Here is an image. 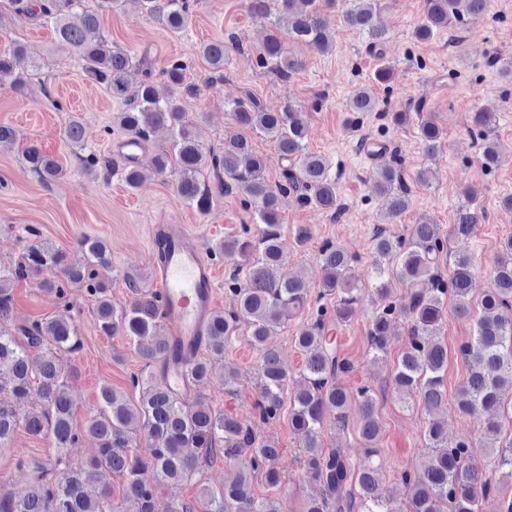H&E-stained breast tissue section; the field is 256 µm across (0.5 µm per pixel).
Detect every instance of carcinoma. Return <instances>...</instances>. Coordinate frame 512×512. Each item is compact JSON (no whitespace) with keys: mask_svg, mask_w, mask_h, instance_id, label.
<instances>
[{"mask_svg":"<svg viewBox=\"0 0 512 512\" xmlns=\"http://www.w3.org/2000/svg\"><path fill=\"white\" fill-rule=\"evenodd\" d=\"M425 11L415 37L427 40L451 24L482 17L487 0H424ZM13 11L28 18L53 24L59 43L83 62L88 78L122 102L112 123L125 139L147 145L156 129L171 134L173 152L161 150L148 159L151 169L175 177L178 196L205 212L212 189L203 177L214 174L218 191L236 193L252 208L256 231L224 238L215 252L235 266L230 292L233 309L214 313L204 347L208 356L186 360L190 367L192 392L168 387L166 368L168 340L159 316L158 295L126 282L131 299L125 306L112 303L110 286L97 279L95 267L109 263L106 245L97 239L81 241L78 258L46 240L30 245L20 259L0 266V450L22 428L36 436H49L56 448L53 463L21 460L30 482L25 490L0 495V512H195L188 503H163L154 487L140 478L150 465L169 483H179L200 473L215 457L224 458L231 473L224 487L214 491L204 486L201 493L207 512H286L283 503L268 497L255 498L252 486L262 478L270 485L280 482L276 461L281 448L271 440L257 437L254 425L232 411L218 412L207 405L201 388L213 376L215 361L224 358V346L244 336L259 352L257 375L259 394L253 404V418L261 423L280 417L284 394H289L290 427L300 436L305 477L319 486L307 512H481L483 500L499 495L503 479H512V237L503 243L495 267L494 284L483 289L480 316L474 336L460 353L472 361L464 386L454 399L461 411L480 408L488 414L482 438L493 455L498 475L488 474L470 457L471 440H448V422L438 413L448 405L444 374L448 349L440 339L443 308L453 302L455 309L470 312L479 283L473 258L465 251L454 253L451 274L444 276L438 260L449 240L461 244L481 223L483 213L461 208L449 236L429 219L413 225L406 237H375L371 265L375 290L381 303L374 311L367 334L374 358L384 357L393 339L395 315L406 319L405 350L389 371L387 382L407 403L417 404L429 416L424 431L426 460L415 471L401 473L408 491L406 505H396L379 492L381 467L357 465L356 459L338 448L325 445L323 419L327 409L336 410V428L348 427L350 412L359 418L358 451L371 459L379 454L377 444L382 425L373 388L362 385L349 391L342 376L354 365L335 344V333L359 310L361 288L351 278L355 256L343 247L326 241L319 251L324 270L320 298L331 296L335 304L320 303L295 336L304 353L298 375L288 368L272 345L288 318L309 306V290L303 278L288 270L281 247L284 225L279 218L281 198L293 193L303 205H313L337 219L342 204L337 197L336 179L330 175L325 156L306 151L308 128L304 110L287 101L270 111L250 98L234 102L230 116L243 130H261L276 144L279 157L290 163L283 180L270 183L266 176L268 158L253 147L244 134L224 139L220 152L205 150L187 120L184 103L196 99L202 88L186 80L187 63L177 60L161 72L171 88L159 94L150 68L148 53L136 56L114 44L101 31V18L121 6V0H10ZM143 10L173 33L187 26L196 0H140ZM379 0H248L249 11L268 21L269 28L257 50L258 66L281 80L297 73L302 62L289 55L285 40L304 43L325 52L333 39L326 9L335 6L341 22L365 36L368 46L385 42V31L375 22ZM288 16L290 26L282 34L273 14ZM210 78H224L229 46L224 42L203 43L197 49ZM37 66L22 45L0 53V77L8 75L14 91L25 94L28 71ZM352 112H379V101L367 91L357 92L348 103ZM496 122L493 112H476L473 123L479 128L482 163L490 166L497 156V143L489 138ZM441 137L430 119L419 125L424 153L435 155ZM28 168L45 182L56 181L63 167L40 148L25 149ZM107 173L118 174L134 189L142 179L139 161L126 162L123 156L102 163ZM377 192L392 217L409 206L410 188L402 170L392 163L383 165ZM43 277L45 288L60 299L67 289L82 288L95 301V325L104 336L121 334L134 346L137 355L154 373L132 376L138 394L131 400L104 385L99 390L95 413L78 426L69 395L72 367L69 359L82 347L76 316L69 303L53 317L25 325L11 324V285L29 277ZM398 280L415 288L407 303L398 307L389 300L391 282ZM44 402L38 413L20 415L16 404L31 394ZM85 437L97 444V454L80 465L67 460L66 449ZM109 471L121 481L120 498L114 488L104 486L94 497L86 486L99 474Z\"/></svg>","mask_w":512,"mask_h":512,"instance_id":"carcinoma-1","label":"carcinoma"}]
</instances>
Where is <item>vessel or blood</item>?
<instances>
[{
    "instance_id": "obj_1",
    "label": "vessel or blood",
    "mask_w": 512,
    "mask_h": 512,
    "mask_svg": "<svg viewBox=\"0 0 512 512\" xmlns=\"http://www.w3.org/2000/svg\"><path fill=\"white\" fill-rule=\"evenodd\" d=\"M150 244V267L162 291L161 318L171 353H196L210 331L217 303L214 262L182 224L151 225Z\"/></svg>"
}]
</instances>
